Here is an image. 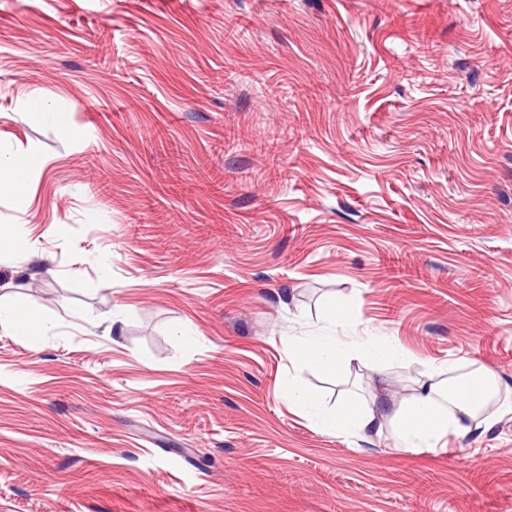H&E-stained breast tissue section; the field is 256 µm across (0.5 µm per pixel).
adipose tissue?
I'll return each instance as SVG.
<instances>
[{
    "instance_id": "ef3b65f1",
    "label": "adipose tissue",
    "mask_w": 512,
    "mask_h": 512,
    "mask_svg": "<svg viewBox=\"0 0 512 512\" xmlns=\"http://www.w3.org/2000/svg\"><path fill=\"white\" fill-rule=\"evenodd\" d=\"M325 317L331 331L289 338L288 359L299 369L338 374L355 361L368 359L382 366L399 356V349L382 337L338 333V326L348 319L344 305L330 306ZM0 325L8 326L15 335L34 345L48 331L42 317L17 304H0ZM452 371L449 364L430 368L410 397L380 407H369L352 399L327 407L320 393L307 387L298 376L289 380L285 394L289 404L322 432L371 437L381 435L389 427L401 447L413 452L437 447L451 434L468 435L470 419L497 392L494 373L476 370L469 374L463 391L449 394Z\"/></svg>"
}]
</instances>
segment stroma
I'll return each instance as SVG.
<instances>
[{
    "label": "stroma",
    "instance_id": "stroma-1",
    "mask_svg": "<svg viewBox=\"0 0 512 512\" xmlns=\"http://www.w3.org/2000/svg\"><path fill=\"white\" fill-rule=\"evenodd\" d=\"M26 151L0 300L49 330L0 327V512H512V411L405 452L283 395L512 397V0H0ZM334 301L403 357L296 371ZM0 325L8 326L16 336H21L32 345H38L40 338L48 331L47 323L37 314L27 312L18 304L0 303Z\"/></svg>",
    "mask_w": 512,
    "mask_h": 512
}]
</instances>
